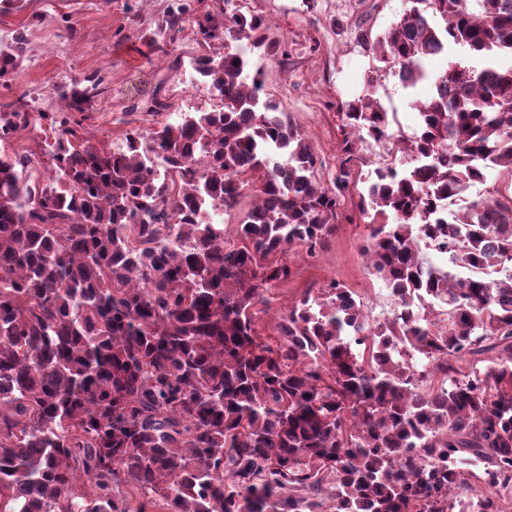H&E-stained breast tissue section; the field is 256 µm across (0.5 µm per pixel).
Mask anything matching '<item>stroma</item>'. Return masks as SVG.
<instances>
[{"instance_id": "35a3bbf8", "label": "stroma", "mask_w": 512, "mask_h": 512, "mask_svg": "<svg viewBox=\"0 0 512 512\" xmlns=\"http://www.w3.org/2000/svg\"><path fill=\"white\" fill-rule=\"evenodd\" d=\"M170 0H20L0 16V40L26 31V48L15 73L0 84V106L30 104L50 108L53 85L87 77L102 78V92L83 126L101 147L122 142L133 130L154 131L171 117L219 107L220 99L191 67L203 47L197 27L186 28L175 44L159 50L151 41ZM243 14L266 17L263 81L266 92L288 109L292 122L317 151V177L330 182L344 157L340 108L362 95L368 75L378 79L376 96L399 124L414 125L412 102L428 88L407 90L381 68L358 40L375 37L397 21L406 0H234ZM161 99L164 110L150 109ZM387 145L361 143L351 163L352 180L336 215V234L320 255L301 249L288 255L291 275L267 293L259 313V336L277 334L282 313L304 295H319L332 281L351 288L371 317L393 307L381 280L371 275L362 254L367 235L357 208L364 176L386 159Z\"/></svg>"}]
</instances>
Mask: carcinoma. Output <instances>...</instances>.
I'll list each match as a JSON object with an SVG mask.
<instances>
[{"instance_id":"cac0c4a2","label":"carcinoma","mask_w":512,"mask_h":512,"mask_svg":"<svg viewBox=\"0 0 512 512\" xmlns=\"http://www.w3.org/2000/svg\"><path fill=\"white\" fill-rule=\"evenodd\" d=\"M475 2L408 0L381 36L359 35L403 88L432 91L395 130L367 79L341 113L354 138L330 186L264 90L266 19L232 0L226 24L198 23L224 51L193 61L219 109L117 148L77 134L96 79L53 86L59 112H0V142L52 129L56 173L42 184L29 156L0 154V512H453L472 478L473 512H506L512 192H468L493 172L512 184V0ZM189 12L172 0L156 35L175 41ZM24 44L21 30L0 44V79ZM366 136L392 145L357 207L395 308L372 321L333 281L288 308L272 345L255 328L265 293L288 280L292 249L328 246ZM248 191L235 227L205 215ZM450 195L466 205L444 221ZM492 352L484 371L454 366Z\"/></svg>"}]
</instances>
